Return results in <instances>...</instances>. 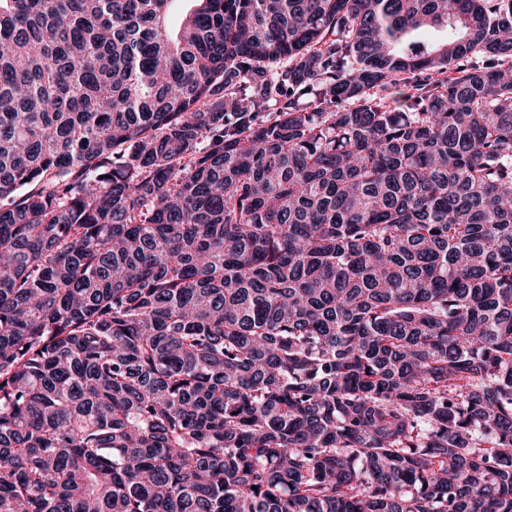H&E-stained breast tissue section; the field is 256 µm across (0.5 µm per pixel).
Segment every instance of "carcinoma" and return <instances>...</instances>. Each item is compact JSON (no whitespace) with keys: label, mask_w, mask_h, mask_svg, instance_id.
Masks as SVG:
<instances>
[{"label":"carcinoma","mask_w":512,"mask_h":512,"mask_svg":"<svg viewBox=\"0 0 512 512\" xmlns=\"http://www.w3.org/2000/svg\"><path fill=\"white\" fill-rule=\"evenodd\" d=\"M172 2L0 0V512H512V0Z\"/></svg>","instance_id":"1"}]
</instances>
